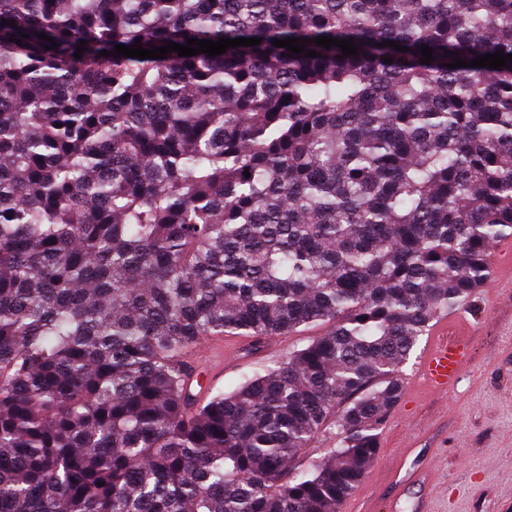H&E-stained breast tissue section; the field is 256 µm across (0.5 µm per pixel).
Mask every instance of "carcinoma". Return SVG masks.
Instances as JSON below:
<instances>
[{
  "label": "carcinoma",
  "mask_w": 512,
  "mask_h": 512,
  "mask_svg": "<svg viewBox=\"0 0 512 512\" xmlns=\"http://www.w3.org/2000/svg\"><path fill=\"white\" fill-rule=\"evenodd\" d=\"M499 51L512 0H0V512H337L512 236V62L448 67ZM315 324L196 392L198 344ZM326 324L301 327L292 334L285 336H273L261 346H255L253 338L238 334H227L223 337H214L195 347L192 352L199 354L201 364H195L199 371H203L206 377V386L211 389H221L224 392L234 390L246 377L255 372H263L274 368L279 363L288 359V355L305 347L313 339L320 336L327 329ZM216 342L231 343L236 350L235 360L224 367L220 372H212L208 369L210 357L203 353V347L208 349ZM328 431L317 433L309 442L308 447L302 454L307 460L321 461L326 458L333 448V441Z\"/></svg>",
  "instance_id": "cac0c4a2"
}]
</instances>
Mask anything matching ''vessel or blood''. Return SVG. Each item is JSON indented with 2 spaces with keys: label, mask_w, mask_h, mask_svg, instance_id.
Instances as JSON below:
<instances>
[{
  "label": "vessel or blood",
  "mask_w": 512,
  "mask_h": 512,
  "mask_svg": "<svg viewBox=\"0 0 512 512\" xmlns=\"http://www.w3.org/2000/svg\"><path fill=\"white\" fill-rule=\"evenodd\" d=\"M490 265V288L512 287V241L499 242ZM474 325L465 312L440 315L413 378L414 387L431 394H445L458 383L470 362L469 338Z\"/></svg>",
  "instance_id": "b4317fda"
}]
</instances>
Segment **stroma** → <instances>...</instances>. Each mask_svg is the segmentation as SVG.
Wrapping results in <instances>:
<instances>
[{"label": "stroma", "mask_w": 512, "mask_h": 512, "mask_svg": "<svg viewBox=\"0 0 512 512\" xmlns=\"http://www.w3.org/2000/svg\"><path fill=\"white\" fill-rule=\"evenodd\" d=\"M475 332L472 361L458 386L446 394L420 396L412 408L396 404L379 430V448L356 489L342 503L347 512H512V288L471 305ZM325 325L302 327L255 344L229 334L236 350L224 370L208 369L206 386L234 390L246 377L277 366L323 334ZM417 448L428 485L400 491L391 474L403 446Z\"/></svg>", "instance_id": "1"}]
</instances>
